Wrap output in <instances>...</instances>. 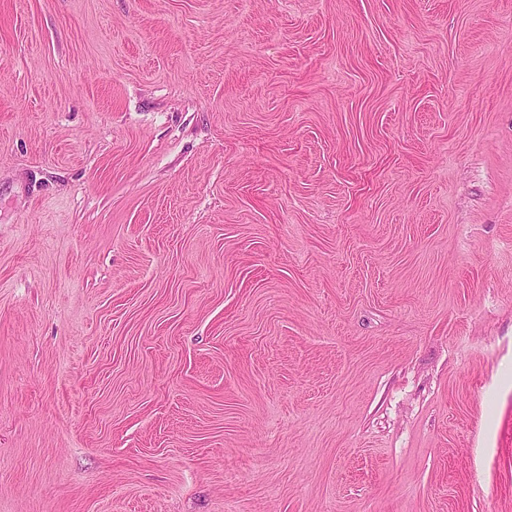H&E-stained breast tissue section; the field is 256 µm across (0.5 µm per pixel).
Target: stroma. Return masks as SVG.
Masks as SVG:
<instances>
[{"label":"stroma","instance_id":"1","mask_svg":"<svg viewBox=\"0 0 512 512\" xmlns=\"http://www.w3.org/2000/svg\"><path fill=\"white\" fill-rule=\"evenodd\" d=\"M0 512H512V0H0Z\"/></svg>","mask_w":512,"mask_h":512}]
</instances>
